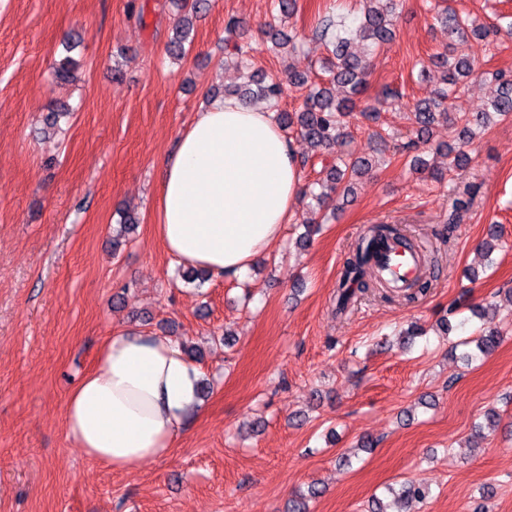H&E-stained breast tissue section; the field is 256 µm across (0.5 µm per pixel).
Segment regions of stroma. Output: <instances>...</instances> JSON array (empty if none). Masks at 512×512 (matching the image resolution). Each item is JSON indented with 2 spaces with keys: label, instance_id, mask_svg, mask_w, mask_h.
Wrapping results in <instances>:
<instances>
[{
  "label": "stroma",
  "instance_id": "35a3bbf8",
  "mask_svg": "<svg viewBox=\"0 0 512 512\" xmlns=\"http://www.w3.org/2000/svg\"><path fill=\"white\" fill-rule=\"evenodd\" d=\"M451 4L501 26L458 53L480 71L512 74V0ZM360 8L297 0L283 25L299 44L289 56L267 41L272 0H211L190 52L175 61L166 52L173 0H0V512H287L315 482L325 491L312 512H366L372 495L403 480L431 491L416 512H480L485 493L489 512H512V316L489 356L468 363L452 347L476 336L473 307L512 289V121L481 131L456 171L480 192L444 242L448 189L410 173L409 162L439 165L446 124L405 149L417 138L413 103L441 83L421 66L448 40L424 0H403L393 41L371 59L364 101L390 88L399 109L352 119L358 156L371 155L377 127L393 131L386 161L305 250L294 246L311 216L304 197L241 283H185L157 234L162 155L212 91L241 80L224 66L227 19L245 23L254 68L284 80L324 56L312 36L320 16L350 24ZM72 35L82 38L78 80L60 86L55 51ZM62 104L70 116L44 137L45 117ZM125 208L138 225L116 252L112 229ZM381 221L434 249L438 276L415 303L368 296L337 317L349 249L362 225ZM493 224L507 246L482 272L477 247ZM455 301V329L441 336L438 313ZM412 322L429 333L409 351L378 349ZM125 328L203 344L198 367L211 390L165 457L115 472L68 438L64 406L106 337ZM491 407L499 426L473 438ZM364 439L373 448L339 466Z\"/></svg>",
  "mask_w": 512,
  "mask_h": 512
}]
</instances>
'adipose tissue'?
<instances>
[{
	"mask_svg": "<svg viewBox=\"0 0 512 512\" xmlns=\"http://www.w3.org/2000/svg\"><path fill=\"white\" fill-rule=\"evenodd\" d=\"M158 231L179 263L243 279L291 223L303 186L273 113L214 101L161 158ZM201 372L168 337L123 329L68 394V437L115 471L167 454L201 414Z\"/></svg>",
	"mask_w": 512,
	"mask_h": 512,
	"instance_id": "obj_1",
	"label": "adipose tissue"
}]
</instances>
